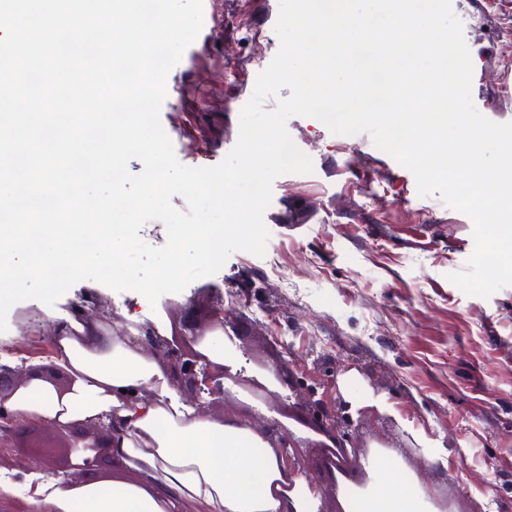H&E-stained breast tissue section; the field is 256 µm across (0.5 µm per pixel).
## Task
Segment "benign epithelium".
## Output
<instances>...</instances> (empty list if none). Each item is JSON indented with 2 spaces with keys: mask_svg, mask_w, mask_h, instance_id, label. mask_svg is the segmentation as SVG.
Instances as JSON below:
<instances>
[{
  "mask_svg": "<svg viewBox=\"0 0 512 512\" xmlns=\"http://www.w3.org/2000/svg\"><path fill=\"white\" fill-rule=\"evenodd\" d=\"M224 300L220 299L211 305L210 319L207 330L215 332L224 330ZM147 352L158 357L168 368L173 386L188 401L198 406L205 413L211 411L215 404L227 405L234 399L232 390L226 386L230 379L226 368L221 365L208 363L204 368H198L201 355L197 352L187 354L174 342L159 338L151 332L136 339ZM61 368L53 363L32 366L29 368H13L0 365V456L12 447L14 425L18 419L6 408V402L21 386L32 379H41L51 383L58 395L62 396L69 390V379H60ZM300 415L298 420H304L309 414H318L317 431L319 434L336 441V433L343 426L352 425L349 414L350 402L342 394H337L333 406L327 408L323 402L314 399L311 390L297 391ZM242 424L258 431L271 441L275 448H295L294 435L291 431L275 421L262 416H251ZM34 425L51 433L59 441L63 449L66 465L56 471L55 476H63L70 481H83L87 475L98 470L105 458L112 457V424L102 420L90 421L80 427L59 425L49 420H38ZM51 447L35 445L21 459L20 468L37 470L46 467L47 457ZM82 458V463L76 465L73 460Z\"/></svg>",
  "mask_w": 512,
  "mask_h": 512,
  "instance_id": "1",
  "label": "benign epithelium"
}]
</instances>
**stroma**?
Here are the masks:
<instances>
[{
  "label": "stroma",
  "mask_w": 512,
  "mask_h": 512,
  "mask_svg": "<svg viewBox=\"0 0 512 512\" xmlns=\"http://www.w3.org/2000/svg\"><path fill=\"white\" fill-rule=\"evenodd\" d=\"M473 63L472 100L497 123L512 121V0H452ZM204 33L167 78L161 123L179 162L218 165L235 146L244 100L275 56L279 0H203ZM481 19L482 29L470 26ZM289 134L313 162L272 185L265 256L239 251L214 275L156 305L94 281L74 285L47 321L72 303L101 306L115 333L130 313L160 319L173 341L186 321L203 328L207 305L229 315L218 340L230 376L276 394L275 407L242 397L290 429V455L319 476L318 512H345L375 480L377 459L407 474L428 512H512V286L490 298L449 281L474 250L473 223L439 196L420 197L413 174L368 134L339 135L291 117ZM274 352L319 398L351 404L358 449L337 463L295 419L297 399L264 366ZM447 449V466L434 455Z\"/></svg>",
  "instance_id": "obj_1"
}]
</instances>
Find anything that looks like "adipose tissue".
I'll return each instance as SVG.
<instances>
[{"instance_id": "ef3b65f1", "label": "adipose tissue", "mask_w": 512, "mask_h": 512, "mask_svg": "<svg viewBox=\"0 0 512 512\" xmlns=\"http://www.w3.org/2000/svg\"><path fill=\"white\" fill-rule=\"evenodd\" d=\"M55 341L72 378L65 396L34 379L7 408L20 419L77 424L110 418L112 481L71 484L29 473L28 512H315L282 449L234 416L220 419L171 395L167 369L142 346L87 323ZM407 477L378 473V484L346 503L347 512H419Z\"/></svg>"}]
</instances>
